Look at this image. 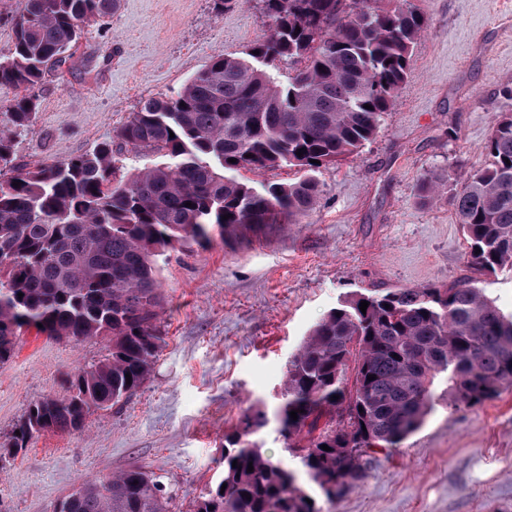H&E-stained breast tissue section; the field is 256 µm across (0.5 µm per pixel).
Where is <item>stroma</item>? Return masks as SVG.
Segmentation results:
<instances>
[{"label": "stroma", "mask_w": 512, "mask_h": 512, "mask_svg": "<svg viewBox=\"0 0 512 512\" xmlns=\"http://www.w3.org/2000/svg\"><path fill=\"white\" fill-rule=\"evenodd\" d=\"M428 30L371 140L322 166L302 223L233 245L159 258L165 342L128 401L70 432L47 431L0 465V512H53L79 484L139 466L161 476L172 512H197L222 477L224 436L244 415L273 463L299 470L273 414L288 363L311 330L356 293L477 280L512 313V270L475 275L447 199L420 200L424 177L482 167L498 113L512 112V11L500 0H413ZM270 33L259 0H121L89 24L61 71L35 89L33 126L13 136L16 164L92 152L142 100L176 93L220 54L245 56ZM107 352L100 340L27 334L0 364V442L28 406L66 398V380ZM365 476L324 512H512V383L474 408L438 398L423 425L364 459Z\"/></svg>", "instance_id": "stroma-1"}]
</instances>
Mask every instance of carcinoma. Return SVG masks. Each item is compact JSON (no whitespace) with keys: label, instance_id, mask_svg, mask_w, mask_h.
<instances>
[{"label":"carcinoma","instance_id":"cac0c4a2","mask_svg":"<svg viewBox=\"0 0 512 512\" xmlns=\"http://www.w3.org/2000/svg\"><path fill=\"white\" fill-rule=\"evenodd\" d=\"M120 2L25 0L12 44L0 52V87L26 90L0 125V364L31 329L109 342L102 359L71 376L68 398L28 406L19 434L0 444L10 454L46 431L77 430L134 395L164 343L158 257L178 245L205 249L217 237L229 243L269 224L301 223L319 195L314 173L374 136L428 27L411 0H261L271 34L246 56L218 55L176 95L143 100L90 153L14 164L13 134L36 117L30 91L68 63L85 24ZM276 60L302 66L284 84L267 69ZM127 153L141 164L125 174L118 163ZM484 153L485 166L463 180L432 173L421 189L426 202L448 192L470 266L481 274L512 270L511 112L499 113ZM281 165L302 177L261 189L236 178ZM439 378L453 409L497 397L512 381V314L470 281L356 295L321 320L289 362L280 432L306 440L301 468L332 502L363 478L364 456L420 428ZM265 424L264 414L247 415L224 436V475L198 512H323L294 471L264 456L253 436ZM169 505L159 478L131 467L80 486L55 512H170Z\"/></svg>","mask_w":512,"mask_h":512}]
</instances>
